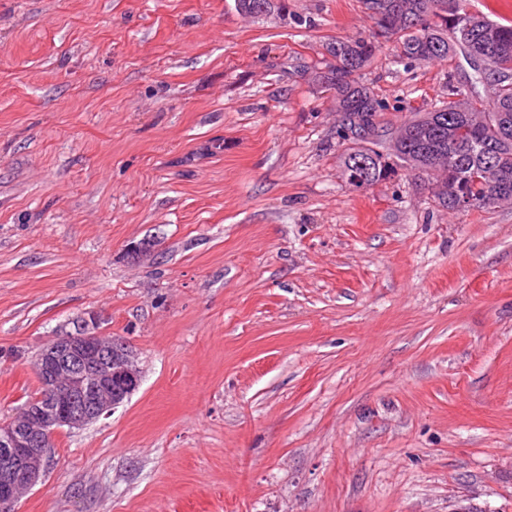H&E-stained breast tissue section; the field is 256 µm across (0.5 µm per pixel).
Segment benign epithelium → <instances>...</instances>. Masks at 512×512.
I'll return each instance as SVG.
<instances>
[{"instance_id":"7a95c632","label":"benign epithelium","mask_w":512,"mask_h":512,"mask_svg":"<svg viewBox=\"0 0 512 512\" xmlns=\"http://www.w3.org/2000/svg\"><path fill=\"white\" fill-rule=\"evenodd\" d=\"M97 328V317H83L77 332L44 348L34 366L42 394L0 422V512H18L21 495L40 482L59 430L97 420L137 389L130 351L115 339L104 343Z\"/></svg>"}]
</instances>
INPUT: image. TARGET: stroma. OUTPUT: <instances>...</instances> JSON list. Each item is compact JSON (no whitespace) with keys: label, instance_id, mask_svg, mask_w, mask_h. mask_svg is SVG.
Masks as SVG:
<instances>
[{"label":"stroma","instance_id":"35a3bbf8","mask_svg":"<svg viewBox=\"0 0 512 512\" xmlns=\"http://www.w3.org/2000/svg\"><path fill=\"white\" fill-rule=\"evenodd\" d=\"M285 4L0 0V420L89 314L140 372L18 512H512V206L349 186L310 67L374 25ZM379 44L386 130L464 77Z\"/></svg>","mask_w":512,"mask_h":512}]
</instances>
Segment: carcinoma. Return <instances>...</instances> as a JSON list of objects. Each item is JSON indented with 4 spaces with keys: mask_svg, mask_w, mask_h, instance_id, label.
Instances as JSON below:
<instances>
[{
    "mask_svg": "<svg viewBox=\"0 0 512 512\" xmlns=\"http://www.w3.org/2000/svg\"><path fill=\"white\" fill-rule=\"evenodd\" d=\"M381 33L394 37L397 56L419 63L459 60L474 56L490 59V67L473 70L463 82L448 90V100L430 109L412 112L396 130L393 162L373 148L381 131L378 121L383 104L374 87L363 82L361 72L374 60V37L349 36L327 46L330 59L315 71L318 90L336 104L341 123L364 121L343 153L346 181L361 177L369 186L402 168L427 181L438 204L457 209L461 198L470 200L465 210L490 211L512 202V22H500L472 12L467 0H362ZM264 3L286 12L283 3L269 0H235L236 9L254 15ZM490 92L486 105L477 91ZM438 150L452 154L454 162L436 167ZM372 163L370 171L358 161Z\"/></svg>",
    "mask_w": 512,
    "mask_h": 512,
    "instance_id": "cac0c4a2",
    "label": "carcinoma"
}]
</instances>
